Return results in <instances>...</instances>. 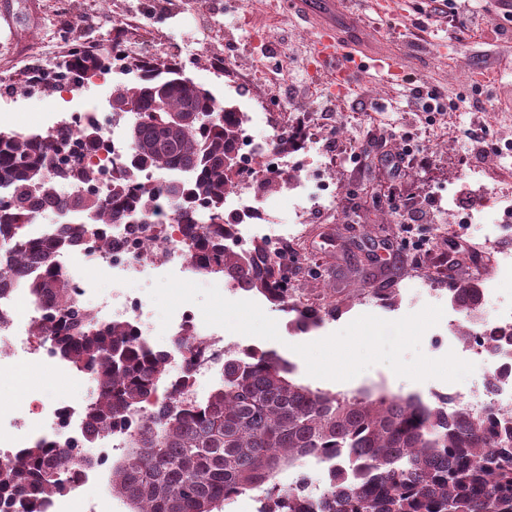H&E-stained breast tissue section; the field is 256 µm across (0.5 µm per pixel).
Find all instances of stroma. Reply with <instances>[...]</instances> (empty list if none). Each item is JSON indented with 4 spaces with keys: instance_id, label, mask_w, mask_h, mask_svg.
<instances>
[{
    "instance_id": "35a3bbf8",
    "label": "stroma",
    "mask_w": 512,
    "mask_h": 512,
    "mask_svg": "<svg viewBox=\"0 0 512 512\" xmlns=\"http://www.w3.org/2000/svg\"><path fill=\"white\" fill-rule=\"evenodd\" d=\"M56 2L0 0V76L19 78L27 65L39 64L43 59L58 63L66 58L72 37L58 24ZM178 2L179 11L160 18L146 11L145 0H112L111 12L133 17L138 28L155 37L158 54L177 58L186 76L245 113L253 112V102L247 91L232 87L231 77L246 78L254 68L267 72L289 70L293 82L262 87L260 94L267 112L255 135L272 138L301 115L313 112L321 118L314 127L316 136L339 141L357 155L354 162L323 167L325 176L346 185L347 190L337 197L332 213L310 216L303 235L286 252L290 287L303 289L309 297L330 289V302L339 306L336 315L309 333L295 336L288 330L287 315L271 311L264 300L260 306L271 311L278 324L279 340L228 331L224 334L226 343L276 351L293 364L294 380L313 389L429 399L431 390L445 388V381L400 378L383 364L349 381L318 379L307 374L304 360L291 346L325 338L364 314L395 320L418 312L434 302L417 287L418 275L446 289L466 282L469 264L490 261L491 249L480 253L466 249L459 255L456 271H449L444 251L456 229L447 222V198L436 194L435 189L446 187L456 194L458 204H467L473 195L462 179L463 173L476 165L494 173L499 164L496 153L478 159L467 153V110L473 101L482 99V86L493 87L494 101L486 109L492 118L491 131L497 137L512 139V22L497 16V0H482L485 24L460 42L454 38L447 17L428 14L429 0H402V11L395 15L380 14L377 0H357L348 12L337 13V28L346 34L350 48L360 52L383 49L400 61L403 72L389 81L366 74L350 87L336 90L324 76L313 74V34L296 14L286 12L271 31L260 29V22L273 8L272 0H214L209 36L212 50L224 56L227 73L223 76L211 74L203 57L182 53L187 35L197 31L196 13L201 0ZM131 80V75L110 73L104 82L91 81L70 93L54 90L32 98L9 94L0 87V126L28 132L49 116L77 108L108 117L113 86ZM422 85L440 88L448 98L459 101L461 113L450 127L426 132L424 116L413 98L414 88ZM341 120L347 121L349 134L339 138L334 127ZM371 133L385 135V148H368L367 136ZM407 133L420 142L422 156L400 172H389L382 154L398 152ZM369 185L380 189L381 209L367 202L364 189ZM404 200L418 215L416 229L432 235L430 251H415L410 244L406 226L395 212L396 203ZM367 288L394 294V306L365 298L363 291ZM35 393L76 403L87 390L68 377L29 362L0 371V407L22 410Z\"/></svg>"
}]
</instances>
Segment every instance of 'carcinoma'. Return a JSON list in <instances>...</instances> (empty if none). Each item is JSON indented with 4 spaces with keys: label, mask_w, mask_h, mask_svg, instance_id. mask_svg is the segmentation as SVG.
Listing matches in <instances>:
<instances>
[{
    "label": "carcinoma",
    "mask_w": 512,
    "mask_h": 512,
    "mask_svg": "<svg viewBox=\"0 0 512 512\" xmlns=\"http://www.w3.org/2000/svg\"><path fill=\"white\" fill-rule=\"evenodd\" d=\"M103 57L88 56L74 42L61 63L68 73L97 74ZM136 81L116 85L112 103L134 116L127 141V167L112 180L107 198L98 193L66 196L49 171L59 167L69 139L0 134V279L26 273L34 300L54 309L51 332L59 358L80 372L91 370L98 393L88 416L89 439L124 422L166 382L162 353L150 348L127 323L101 322L73 297L70 276L54 256L92 248L100 225L121 224L155 208L161 194L174 207L192 247L199 273L224 274L244 293L259 294L285 312L295 333L305 334L336 308L292 302L295 289L279 256L262 241L248 250L230 244L236 217L224 213L227 189L240 181L224 168L237 153L244 115L209 91L186 87L177 62L159 71L155 59H138ZM191 117L174 123L170 115ZM88 153L100 145V130L78 131ZM140 169L184 171L155 190L134 188ZM258 194L284 188L277 176L252 182ZM217 215L196 222L195 205ZM46 211L74 212L64 234L41 241L25 237L26 225ZM450 302L472 314L483 305L479 283L448 289ZM293 368L274 352L254 348L224 360V378L206 398L186 399L142 422L124 458L112 464V492L129 512H224L225 504L256 486H267L266 512H512V417L495 419L462 408L446 415L418 396L352 398L312 389L289 378ZM318 456L342 459L316 510L276 483L280 466ZM66 452L41 441L0 465V498L37 506L65 490Z\"/></svg>",
    "instance_id": "carcinoma-1"
}]
</instances>
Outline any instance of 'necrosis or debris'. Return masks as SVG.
Here are the masks:
<instances>
[{
    "label": "necrosis or debris",
    "instance_id": "obj_1",
    "mask_svg": "<svg viewBox=\"0 0 512 512\" xmlns=\"http://www.w3.org/2000/svg\"><path fill=\"white\" fill-rule=\"evenodd\" d=\"M124 118V113H111L99 149L82 159L84 167L94 170L95 187L104 197L109 196L112 180L120 174L130 154L127 139L120 130ZM316 150L315 141L304 138L294 160L288 161L275 150L273 143L258 140L249 131L241 132L238 158L242 180L226 193L224 200L227 210L239 216L234 230L238 245L245 246L259 239L265 241L272 251H280L301 235L302 223L310 211L335 204L342 187L310 167V156ZM275 172L286 176L285 189L294 201L295 220L290 224L279 223L273 216L271 202L256 196L247 187L253 177ZM465 182L473 187L480 200L469 209L458 206L456 201H449V223L464 234L474 227H483L484 239L491 243L511 238L512 193L484 184L482 171L478 168L466 171ZM59 265L73 273L78 301L94 297L93 309L100 319L128 322L138 328L143 325L144 302L138 297L117 293L95 294L91 280L76 273V266L94 269L97 274L112 277L116 282L147 272L172 273L181 279L193 277L196 273L193 258L184 245L181 226L164 201L160 202L157 213L141 217L137 223L106 225L96 247L63 255ZM473 273L487 284L488 295L497 299L496 317L475 320L473 335L466 341L460 340L456 331H449L448 342L462 344L464 350L480 356L488 365L487 379L464 392L435 389L430 396L447 412L464 406L497 416L510 415L512 345L497 342L496 337L500 330L512 327V249H499L490 268L478 265ZM46 315V309L30 299L25 280H7L0 284V367L28 360L45 365L54 373L66 374L65 365L54 352L53 337L40 336L35 331ZM165 334L166 369H184L185 356L177 342L190 334L200 337L204 344L202 356L192 371L193 380L206 379L212 372L223 369L227 352L223 331H200L191 312L179 309ZM89 407L86 400L61 404L36 396L29 400L24 410L9 411L6 425L0 426V461L14 457L37 441L68 450L70 463L63 475L66 488L47 499L45 512H73L77 506L83 512H112V490L104 477V470L114 452L130 445L150 410L145 407L135 412L127 425L114 428L90 445L86 442ZM88 456L94 458V465H84L83 460ZM88 485L100 488L101 495L97 500L84 499L83 490Z\"/></svg>",
    "mask_w": 512,
    "mask_h": 512
}]
</instances>
